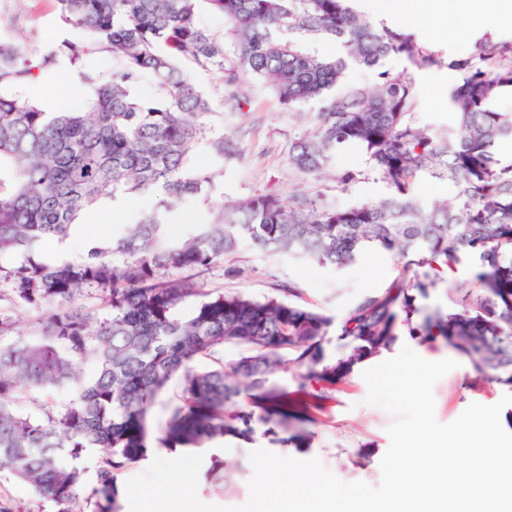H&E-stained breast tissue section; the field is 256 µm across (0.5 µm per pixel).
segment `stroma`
<instances>
[{
    "mask_svg": "<svg viewBox=\"0 0 512 512\" xmlns=\"http://www.w3.org/2000/svg\"><path fill=\"white\" fill-rule=\"evenodd\" d=\"M384 19L416 33L422 47L442 55L471 53L477 40L485 35L512 42V20L443 17L436 9L435 0H404L401 10L385 14ZM0 33L37 44H55L69 36L59 22L55 0H24L20 5L15 0H0ZM454 81V76L444 69L431 68L416 74V113L422 127L454 125L455 118L448 109V92ZM240 88L248 97L242 111L216 108L209 123L214 132L236 138L242 154L225 164L223 182L211 193L209 201L183 204L169 212L168 228L172 236H185L196 225L207 223L210 204L230 205L258 193L272 192L285 199L305 194L339 206L374 201L385 194L384 183L366 156L357 150L343 156L337 168L312 177L298 175L288 164V148L308 127L318 102L286 108L262 79L247 72L240 75ZM84 91L79 70L63 60L37 84L21 88L20 94L25 100L40 104L66 92L79 96ZM340 168L361 171L362 177L347 190H338L336 171ZM402 271L403 265L395 253L384 250L336 270L304 259L270 254L246 244L226 258L222 266L205 273L203 280L207 287L255 298L275 294L277 288L286 285L300 288L310 307L338 318L367 293L386 288ZM457 359V368L433 389L435 415L443 424L454 421L471 403L492 405L507 392L506 387L489 382L477 389L470 388L475 375L473 364L464 356ZM367 394L363 371L355 369L324 409L317 411L318 422L312 428L308 447L292 449L291 457L316 458L342 481L362 478L369 485L378 486L380 461L390 444L387 429L395 416L367 404ZM268 446L267 438L261 436L251 443L225 442L223 456L237 464L229 479L231 489L226 493L215 491L202 476L198 479L199 499L225 507L244 504L253 473L249 455ZM0 502L18 508L19 512H58L57 504L33 495L26 483L5 469H0Z\"/></svg>",
    "mask_w": 512,
    "mask_h": 512,
    "instance_id": "obj_1",
    "label": "stroma"
}]
</instances>
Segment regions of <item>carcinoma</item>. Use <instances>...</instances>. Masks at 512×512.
I'll list each match as a JSON object with an SVG mask.
<instances>
[{
	"instance_id": "cac0c4a2",
	"label": "carcinoma",
	"mask_w": 512,
	"mask_h": 512,
	"mask_svg": "<svg viewBox=\"0 0 512 512\" xmlns=\"http://www.w3.org/2000/svg\"><path fill=\"white\" fill-rule=\"evenodd\" d=\"M55 2L79 38L41 49L0 38V163L14 172L0 192V252L16 256L0 266L1 468L58 512H120L118 476L147 456L156 406L161 448L252 442L257 423L271 442L306 448L314 411L402 331L469 357L474 382L512 388V161L496 155L512 139V113L495 109L512 93V44L485 36L476 53L443 58L409 30L368 21L356 0H205L233 38L235 64L226 68L224 40L198 23L200 0ZM321 38L342 55L304 48ZM99 53L117 70L83 72L86 93L58 111L16 96L59 59L81 67ZM392 57L410 67L382 69ZM187 64L221 74L229 88L221 104L231 111L247 104L241 70L290 109L320 101L310 131L290 145V165L317 176L355 146L388 193L346 208L259 194L215 206L183 240L169 237L166 214L213 192L224 163L240 156L237 142L204 121L213 102ZM433 65L457 75L448 93L457 125L429 131L415 117L411 69ZM352 66L377 71L376 82L346 81ZM145 72L157 77L151 97L136 90ZM200 143L215 160L209 169L192 167ZM424 177L452 182L453 200L422 202L413 186ZM142 194L154 207L119 238L74 260L40 255L43 241L66 239L89 210ZM243 239L336 269L383 249L413 275L367 294L338 321L307 306L299 288L282 289L286 300L204 288L199 277ZM465 257L476 274L460 282ZM444 283L452 284L447 309L421 314L417 298ZM17 311L30 314L23 331ZM333 336L335 359L326 355ZM226 345L241 348L237 359L224 360ZM78 362L95 375L84 378ZM284 366L295 372V391L271 382ZM174 379L178 391L167 398ZM61 386L68 401L46 395ZM86 453L97 456L89 489ZM227 468L210 457L213 481L226 484Z\"/></svg>"
}]
</instances>
